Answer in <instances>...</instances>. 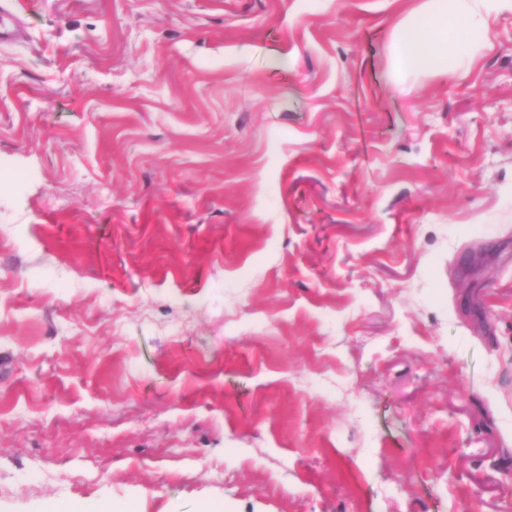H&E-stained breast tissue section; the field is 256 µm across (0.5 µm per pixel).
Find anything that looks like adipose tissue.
<instances>
[{
  "instance_id": "obj_1",
  "label": "adipose tissue",
  "mask_w": 512,
  "mask_h": 512,
  "mask_svg": "<svg viewBox=\"0 0 512 512\" xmlns=\"http://www.w3.org/2000/svg\"><path fill=\"white\" fill-rule=\"evenodd\" d=\"M512 8V0H426L393 31L394 58L405 71L429 75L472 56L483 16Z\"/></svg>"
}]
</instances>
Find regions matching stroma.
I'll use <instances>...</instances> for the list:
<instances>
[{"instance_id":"obj_1","label":"stroma","mask_w":512,"mask_h":512,"mask_svg":"<svg viewBox=\"0 0 512 512\" xmlns=\"http://www.w3.org/2000/svg\"><path fill=\"white\" fill-rule=\"evenodd\" d=\"M15 0L0 512H512V11ZM510 8L511 0H426L393 31L394 58L405 71L429 75L447 71L472 56L484 14ZM473 34L463 38L461 34Z\"/></svg>"}]
</instances>
